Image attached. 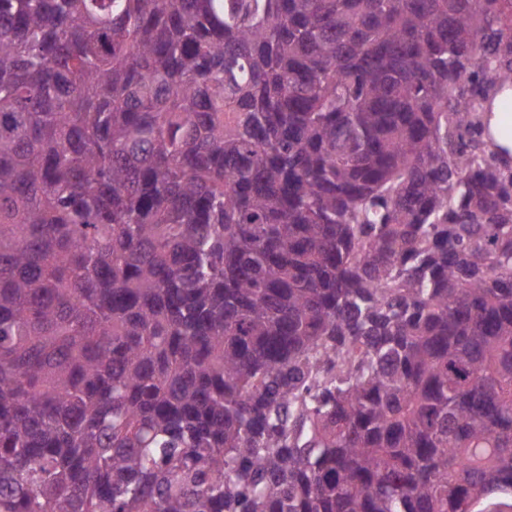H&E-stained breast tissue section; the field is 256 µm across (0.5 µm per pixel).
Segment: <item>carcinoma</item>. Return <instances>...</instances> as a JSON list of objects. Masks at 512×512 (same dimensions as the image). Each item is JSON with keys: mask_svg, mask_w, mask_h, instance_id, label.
Masks as SVG:
<instances>
[{"mask_svg": "<svg viewBox=\"0 0 512 512\" xmlns=\"http://www.w3.org/2000/svg\"><path fill=\"white\" fill-rule=\"evenodd\" d=\"M512 0H0V512L512 509Z\"/></svg>", "mask_w": 512, "mask_h": 512, "instance_id": "cac0c4a2", "label": "carcinoma"}]
</instances>
